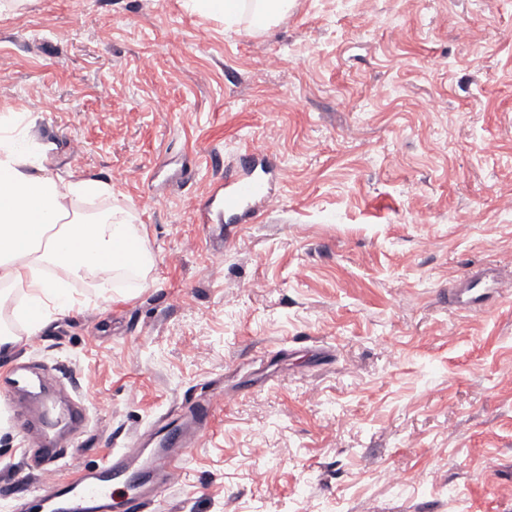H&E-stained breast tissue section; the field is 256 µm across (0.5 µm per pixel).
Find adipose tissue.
Masks as SVG:
<instances>
[{"instance_id": "1", "label": "adipose tissue", "mask_w": 512, "mask_h": 512, "mask_svg": "<svg viewBox=\"0 0 512 512\" xmlns=\"http://www.w3.org/2000/svg\"><path fill=\"white\" fill-rule=\"evenodd\" d=\"M197 12L233 24L248 18L258 30L276 24L289 0H188ZM109 183L77 172L51 174L44 160L24 148L9 131L0 132V283L18 285L24 301L14 307L29 335L74 310L70 277L94 279L133 273L147 276L154 260L141 227L113 205L90 220L74 207L85 198L111 197Z\"/></svg>"}]
</instances>
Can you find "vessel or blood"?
Wrapping results in <instances>:
<instances>
[{
    "label": "vessel or blood",
    "mask_w": 512,
    "mask_h": 512,
    "mask_svg": "<svg viewBox=\"0 0 512 512\" xmlns=\"http://www.w3.org/2000/svg\"><path fill=\"white\" fill-rule=\"evenodd\" d=\"M280 176L266 154L246 148L236 166L225 169L224 178L215 186L202 209L198 221L222 226L230 221L251 223L265 212L276 195L275 184ZM505 281L493 268H482L461 280L450 292V301L456 311H487L492 309L494 296L504 288ZM48 373H37L27 365L17 366L6 382L4 397L13 409L29 444L39 447L44 443V409L23 400L22 395L34 386H50ZM217 407L214 397L194 400L184 406L175 420L177 434L152 461V468L161 484H168L181 471L188 447L203 433ZM139 454L138 449L123 448L113 454L98 472H72L68 477L53 479L47 491L40 495L43 504L52 505L54 512H104L112 497V487L125 479Z\"/></svg>",
    "instance_id": "obj_1"
}]
</instances>
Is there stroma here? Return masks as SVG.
<instances>
[{"label": "stroma", "instance_id": "stroma-1", "mask_svg": "<svg viewBox=\"0 0 512 512\" xmlns=\"http://www.w3.org/2000/svg\"><path fill=\"white\" fill-rule=\"evenodd\" d=\"M52 173L111 183L147 278L0 355L47 368L98 468L221 386L148 512H512V0H294L269 30L185 0H0V114ZM281 169L262 220L196 209L241 147ZM510 281L489 311L448 290ZM0 401V512L51 475ZM399 469L404 483L389 481ZM473 283L482 284L483 293L477 294L472 288H477ZM501 288H507L504 279L493 268L484 267L468 278L461 280L450 292V301L456 311H488L493 308L495 298L493 294H499Z\"/></svg>", "mask_w": 512, "mask_h": 512}]
</instances>
